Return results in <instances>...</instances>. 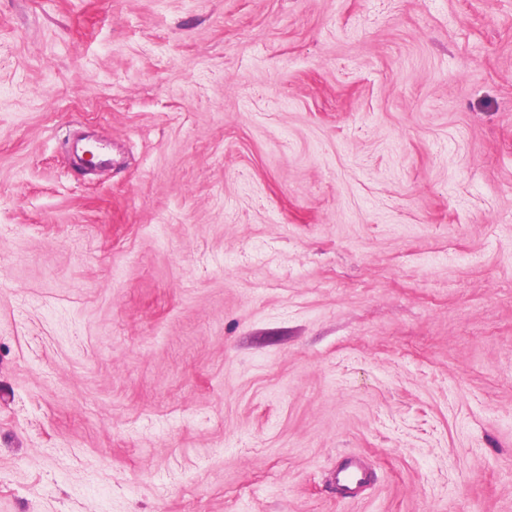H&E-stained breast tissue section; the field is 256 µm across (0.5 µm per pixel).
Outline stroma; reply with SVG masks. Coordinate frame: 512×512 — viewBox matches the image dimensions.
<instances>
[{
  "instance_id": "1",
  "label": "stroma",
  "mask_w": 512,
  "mask_h": 512,
  "mask_svg": "<svg viewBox=\"0 0 512 512\" xmlns=\"http://www.w3.org/2000/svg\"><path fill=\"white\" fill-rule=\"evenodd\" d=\"M0 512H512V0H0ZM368 479V471L357 461H349L336 473L337 487L347 493L362 487Z\"/></svg>"
}]
</instances>
